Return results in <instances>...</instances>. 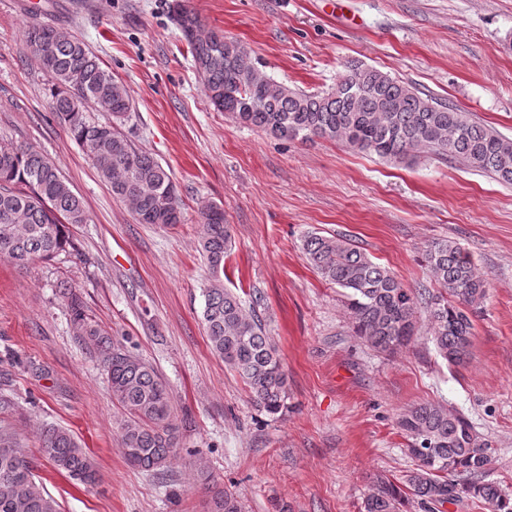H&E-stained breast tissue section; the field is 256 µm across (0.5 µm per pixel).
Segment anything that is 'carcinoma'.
Returning a JSON list of instances; mask_svg holds the SVG:
<instances>
[{"label":"carcinoma","instance_id":"cac0c4a2","mask_svg":"<svg viewBox=\"0 0 512 512\" xmlns=\"http://www.w3.org/2000/svg\"><path fill=\"white\" fill-rule=\"evenodd\" d=\"M174 17L205 95L235 122L287 140L338 141L387 161L407 162L427 152L512 184V138L476 123L453 104L359 62L351 63L325 94L295 90L261 69L239 41L204 30L191 9L180 4ZM24 49L52 75V110L113 197L128 204L140 224L181 223L182 203L170 174L118 129L132 105L112 72L84 42L62 38L55 27L42 23L29 26ZM88 104L106 108L112 120L90 119L84 112ZM87 218L84 201L46 156L32 146L0 145V260L26 270L36 261L74 252L71 227ZM197 234L211 273L202 312L209 347L241 378L251 400L276 414L287 396L286 373L262 320L224 287V261L234 244L224 209H203ZM304 250L324 281L346 290L355 335L365 343L386 353L409 345L423 304L437 354L454 365L467 360L473 318L487 288L458 243L441 240L425 246V262L441 285L436 294L404 287L389 269L343 238L311 234ZM60 298L76 335L101 360L112 400L126 416L121 424L125 459L145 471L163 467L178 447L166 385L150 364L118 346L65 281L60 282ZM398 425L408 438L405 451L414 467L400 485L375 478L361 512H403L405 489L425 512H442L444 505L464 498L488 505L489 512H512V495L488 479L491 448L462 415L427 401L412 406ZM40 441L57 470L84 484L95 482L96 465L71 433L49 427ZM0 512H60L5 426L0 427ZM208 512H241V505L233 492L217 489L211 491Z\"/></svg>","mask_w":512,"mask_h":512}]
</instances>
